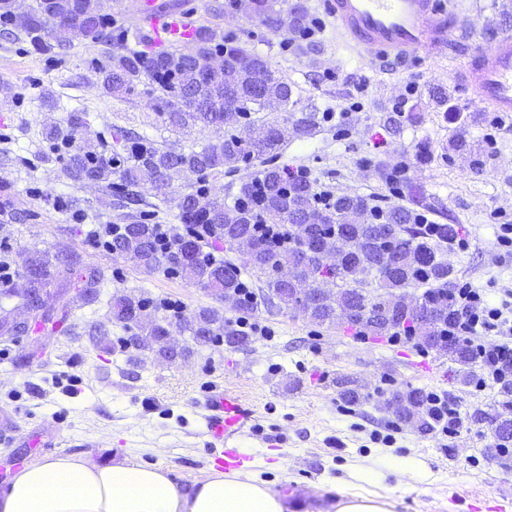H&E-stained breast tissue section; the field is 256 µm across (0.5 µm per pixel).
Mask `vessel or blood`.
I'll list each match as a JSON object with an SVG mask.
<instances>
[{
    "label": "vessel or blood",
    "mask_w": 512,
    "mask_h": 512,
    "mask_svg": "<svg viewBox=\"0 0 512 512\" xmlns=\"http://www.w3.org/2000/svg\"><path fill=\"white\" fill-rule=\"evenodd\" d=\"M141 2L132 27L142 38L157 44L194 41V14L160 0ZM323 6L342 44L379 68L402 65L413 48L427 54L445 50L463 58L461 78L475 101L499 113L512 112V38L496 37L486 48H472L459 16L443 0H324ZM204 410L202 434L215 468L245 469L253 457L241 437L255 419L253 407L231 391L212 389Z\"/></svg>",
    "instance_id": "b4317fda"
}]
</instances>
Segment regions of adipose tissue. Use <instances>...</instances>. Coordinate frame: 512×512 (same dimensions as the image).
I'll return each instance as SVG.
<instances>
[{
	"label": "adipose tissue",
	"mask_w": 512,
	"mask_h": 512,
	"mask_svg": "<svg viewBox=\"0 0 512 512\" xmlns=\"http://www.w3.org/2000/svg\"><path fill=\"white\" fill-rule=\"evenodd\" d=\"M426 464L417 458L351 464L333 502L325 486L302 495L320 500L318 512H396L394 487H408ZM288 496L263 480L208 468L189 483L175 482L163 463L99 467L75 456H48L25 467L0 490V512H288Z\"/></svg>",
	"instance_id": "1"
}]
</instances>
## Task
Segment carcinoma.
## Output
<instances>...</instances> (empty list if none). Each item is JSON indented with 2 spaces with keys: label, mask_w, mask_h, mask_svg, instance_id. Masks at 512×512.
<instances>
[{
  "label": "carcinoma",
  "mask_w": 512,
  "mask_h": 512,
  "mask_svg": "<svg viewBox=\"0 0 512 512\" xmlns=\"http://www.w3.org/2000/svg\"><path fill=\"white\" fill-rule=\"evenodd\" d=\"M233 6L255 18L282 16L275 0H232ZM308 21L306 6L296 2L288 13L286 33L301 32ZM0 27L9 35H23L37 50H49L46 38L65 49L72 39L93 44H112V19L98 0H36V7L20 13L15 0H0ZM103 90L120 97L150 86L148 106L163 116L168 128L189 124L224 127V140L199 150L177 151L157 147L147 135L117 130L124 155L106 156L91 146L73 154L66 175L109 189L113 178L127 188L123 199H140L134 187L145 172L168 182L175 175L195 178L184 199L177 202L176 219L199 225L198 233L184 236L172 227L166 249L158 245V227L140 219L122 226L112 239V253L151 272L181 274L195 284L213 290L224 303L241 309L247 283L243 275L263 280L269 298L279 307L292 309L318 325L341 322L362 336H388L411 328L418 344L462 366L463 378L477 365V356L463 340L441 335L455 318L449 301L456 287L454 267L444 251L455 228L438 225L426 235L414 224L412 209H386L370 199L342 194L324 196L306 177L288 176L284 166L271 164L288 141L310 136L318 127L315 105L294 111L295 86L268 60L232 40L222 38L208 25L200 30L192 48L166 47L151 52L127 47L99 68ZM269 112L273 117H259ZM86 123L79 113H69L67 128L49 124L45 139L71 145L77 128ZM262 155L258 167L240 176L237 192L224 199L214 197L201 183L223 172L237 173L251 151ZM246 256L249 270L211 252L214 243ZM332 287L309 290L304 284L320 278ZM101 271L80 265L74 256L34 255L17 274L13 292L30 305L52 288L62 297L76 284L80 295L95 297L101 287ZM422 282L428 288L411 297L403 289ZM112 315L124 326L137 327L158 340L169 335L173 320L150 309L143 299L119 297ZM182 328L205 345L221 337L233 346L249 342L246 331L216 309H202ZM341 399L358 405L368 397L347 380L340 382ZM393 415L418 430L430 429L432 412L425 392L407 389L392 396ZM471 419L487 425L496 447H512V417L496 407L478 409Z\"/></svg>",
  "instance_id": "obj_1"
}]
</instances>
